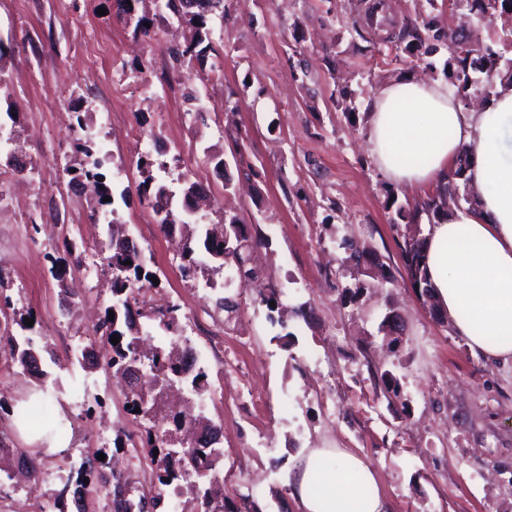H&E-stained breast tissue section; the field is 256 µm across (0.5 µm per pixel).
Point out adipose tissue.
Returning a JSON list of instances; mask_svg holds the SVG:
<instances>
[{
	"label": "adipose tissue",
	"instance_id": "ef3b65f1",
	"mask_svg": "<svg viewBox=\"0 0 512 512\" xmlns=\"http://www.w3.org/2000/svg\"><path fill=\"white\" fill-rule=\"evenodd\" d=\"M367 141L398 186L445 183L468 147L464 178L475 207L429 225L425 272L454 332L489 362L512 361V86L466 109L448 84L403 78L370 105ZM297 512H392L374 469L344 448H313L292 477Z\"/></svg>",
	"mask_w": 512,
	"mask_h": 512
}]
</instances>
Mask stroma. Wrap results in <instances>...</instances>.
Segmentation results:
<instances>
[{"instance_id":"1","label":"stroma","mask_w":512,"mask_h":512,"mask_svg":"<svg viewBox=\"0 0 512 512\" xmlns=\"http://www.w3.org/2000/svg\"><path fill=\"white\" fill-rule=\"evenodd\" d=\"M354 2L224 0L211 23L217 54L178 64L170 49L186 27L134 35L114 0H0V278L11 300L0 330L33 319L30 334L50 353L42 367L61 382L43 390L0 352V438L15 463L39 472L0 484V512H116V499L138 506L159 494L156 512L197 509L193 492L159 485L142 442L149 421L127 406L131 384L101 362L90 371L70 364L77 348L101 349L94 330L112 302L111 272L74 268L62 245L90 249L106 238L67 174L89 133L114 192L127 194L114 203L117 218L159 280L138 304L179 305L207 373L228 512L258 501L265 512H294L292 475L308 449L328 446L374 468L393 512H512V362L474 355L411 287L399 245L430 218L416 212L408 226L398 212L432 187L390 186L367 151L374 95L406 77L447 81L448 33L461 23L481 51L500 55V70L511 68L512 13L488 22L448 0H388L391 48L356 19ZM193 89L194 105L185 98ZM236 147L248 168L216 169L211 155ZM144 155L162 162L159 178L205 188L206 223L235 215L263 237L252 251L260 285L239 294L233 317L182 277L175 238L137 192ZM10 157L26 174L7 167ZM350 241L368 249L360 263L348 260ZM389 314L392 333L381 328ZM37 405L49 422L30 444L18 427ZM86 459L99 467L77 498L62 467ZM112 475L121 486L100 487Z\"/></svg>"}]
</instances>
